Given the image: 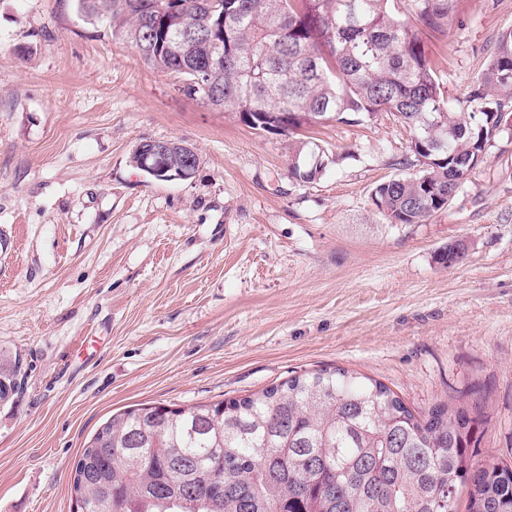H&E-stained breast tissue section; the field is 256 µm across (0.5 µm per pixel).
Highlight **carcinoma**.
<instances>
[{"label":"carcinoma","instance_id":"cac0c4a2","mask_svg":"<svg viewBox=\"0 0 512 512\" xmlns=\"http://www.w3.org/2000/svg\"><path fill=\"white\" fill-rule=\"evenodd\" d=\"M78 0L89 20L148 55L154 68L253 130L294 134L330 119L392 116L412 131L410 156L371 193L392 227L448 207L512 116V29L487 60L462 111L424 52L448 34L460 0ZM318 163H291L310 180ZM25 379L21 357L0 366V402ZM479 407L414 414L383 383L318 369L226 403L112 414L73 468L88 512H512V465L476 467ZM111 495L101 500L102 481Z\"/></svg>","mask_w":512,"mask_h":512}]
</instances>
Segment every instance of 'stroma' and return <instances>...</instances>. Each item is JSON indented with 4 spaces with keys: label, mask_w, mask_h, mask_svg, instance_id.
<instances>
[{
    "label": "stroma",
    "mask_w": 512,
    "mask_h": 512,
    "mask_svg": "<svg viewBox=\"0 0 512 512\" xmlns=\"http://www.w3.org/2000/svg\"><path fill=\"white\" fill-rule=\"evenodd\" d=\"M512 0H461L425 35L459 111ZM144 139L182 140L194 176L147 178ZM410 133L387 117L285 137L249 128L147 64L77 0H0V512H74L72 469L112 412L241 398L320 368L410 409L479 400L474 460L512 461V139L451 205L390 227L371 202ZM318 152L317 176L291 178ZM465 249L447 266L438 256ZM25 382V372L23 371V362L21 357L14 356L9 364L0 366V402L8 403L12 401L22 389L20 382Z\"/></svg>",
    "instance_id": "stroma-1"
}]
</instances>
